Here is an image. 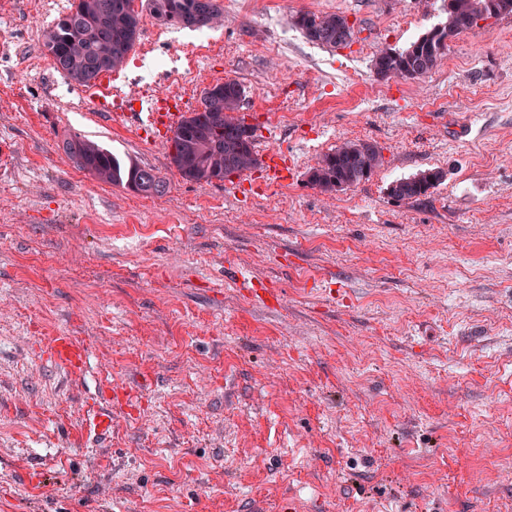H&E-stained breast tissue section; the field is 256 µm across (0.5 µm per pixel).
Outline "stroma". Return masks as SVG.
<instances>
[{"instance_id": "stroma-1", "label": "stroma", "mask_w": 512, "mask_h": 512, "mask_svg": "<svg viewBox=\"0 0 512 512\" xmlns=\"http://www.w3.org/2000/svg\"><path fill=\"white\" fill-rule=\"evenodd\" d=\"M301 12L346 15L352 43H309ZM445 20L442 0H250L192 69L135 45L112 83L145 105L175 80L183 115L244 86L261 163L199 186L165 138L32 67L53 23L30 0L0 12V512H512V16L424 78L372 69ZM74 133L165 192L79 169ZM359 139L383 156L368 180L309 184ZM431 168L429 197L389 196ZM55 334L86 347L81 375L43 357ZM106 380L132 401L103 437L87 415Z\"/></svg>"}]
</instances>
